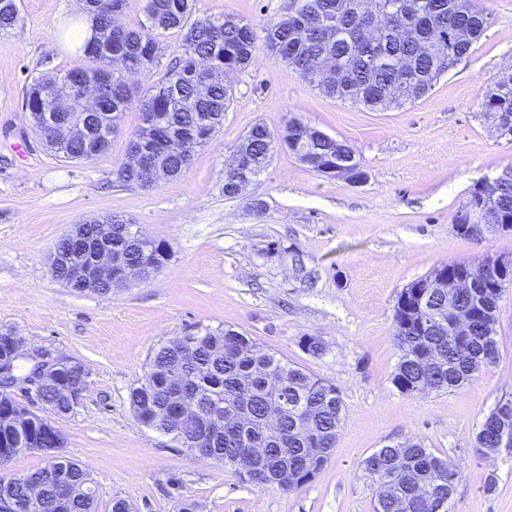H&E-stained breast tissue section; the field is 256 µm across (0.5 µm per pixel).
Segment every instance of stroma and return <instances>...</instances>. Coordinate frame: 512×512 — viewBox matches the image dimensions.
I'll return each instance as SVG.
<instances>
[{
	"instance_id": "1",
	"label": "stroma",
	"mask_w": 512,
	"mask_h": 512,
	"mask_svg": "<svg viewBox=\"0 0 512 512\" xmlns=\"http://www.w3.org/2000/svg\"><path fill=\"white\" fill-rule=\"evenodd\" d=\"M289 2L197 0L196 10L259 29ZM18 3L21 25L0 33V331L85 365V398L57 425L65 454L95 479L96 512H111L118 496L134 512H373L364 460L417 440L462 472L448 512H512V449L490 458L475 449L483 417L512 397V284L498 303L495 364L443 393L410 396L392 384L398 293L442 263L512 257V232L475 240L452 228L473 186L512 168V143L481 110L485 89L512 64V0H480L491 15L486 35L428 96L398 110L327 98L259 54L235 78L221 130L178 179L149 189L115 179L138 111L89 162L56 157L31 130L23 92L34 76L77 63L65 32L83 11L80 0ZM294 116L353 145L367 181L322 177L277 149L246 196L225 197L224 167L251 126L277 133ZM112 215L164 244L161 270L108 296L57 282L48 257L58 239ZM200 325L232 326L340 389L343 428L314 482L293 493L257 488L137 422L129 390L154 349ZM305 336L323 342L322 355L303 349Z\"/></svg>"
}]
</instances>
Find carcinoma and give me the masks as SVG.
<instances>
[{"label": "carcinoma", "instance_id": "1", "mask_svg": "<svg viewBox=\"0 0 512 512\" xmlns=\"http://www.w3.org/2000/svg\"><path fill=\"white\" fill-rule=\"evenodd\" d=\"M82 2L100 36L97 48L88 40L78 47L86 64L32 78L24 93L25 111L51 110L56 86L69 83L79 70L94 72L100 76L101 91L92 112L102 116L100 124L88 140L61 142L52 151L68 161L95 159L110 150L123 114L135 109L141 124H152L145 148L170 169L173 179L223 125L232 100V85L226 77L253 66L259 40L268 56L281 60L320 94L387 111L427 96L454 68L456 58L471 54L490 26L478 0H291L288 12L267 23L261 37L236 17L197 16L196 0H144L146 22L139 26L124 21L126 0ZM18 21L16 0H0V32L14 28ZM170 30L183 33L181 54L157 78L165 51L162 37ZM142 76L152 83L134 85V78ZM481 109L495 120L512 119L511 66L500 71L484 91ZM306 128L307 124L292 118L276 136L264 124H254L237 146L243 164L224 173V196L245 194L266 170L276 140L283 137L288 139L285 150L302 162H315L314 172L336 177L332 173L336 155L355 148L336 138L312 139ZM115 176L124 185L145 187L141 170L125 162ZM468 202L486 222H511L512 178L500 180L486 198L473 188ZM111 221L108 240L113 252L122 254L125 269L151 277L167 260L166 251L130 220L113 216ZM448 267L457 272L476 269L475 287L451 298L430 289L420 299L407 286L397 296L393 328L399 358L392 384L403 394L461 387L498 358L496 318L489 310L497 309L501 293L488 287L492 274L469 260L453 261ZM450 306L474 312L461 336L448 326ZM189 339L194 341V379L187 398L203 400L209 419L242 412L238 427L231 429L233 438L227 440L222 434L208 444L212 458L234 468L244 449L263 446L266 454L255 461L256 471L264 478L261 487L294 492L312 483L327 464L342 428L340 390L231 326L215 330L198 326L155 349L143 380L130 388L134 416L163 413L170 379L185 368ZM272 378L279 392L288 395V407L278 421L279 439L270 441L267 414ZM485 418L489 422H481L476 447L494 448L491 425L504 423L512 429V398L498 402ZM207 424L202 417L185 419L171 440L191 452ZM40 434L35 426L31 435L22 427L11 436H0V455L11 453L20 435L33 447H52V441ZM364 466L380 488L394 483L399 491L396 499L379 493L374 512H448L451 493L461 478L451 460L418 441L386 445L368 456ZM49 470L67 475L70 497H59L55 486L42 479ZM34 482L39 483V493L32 512H94L95 498L83 491L93 476L83 464L64 456L24 474L22 481L1 475L0 491L25 496Z\"/></svg>", "mask_w": 512, "mask_h": 512}]
</instances>
